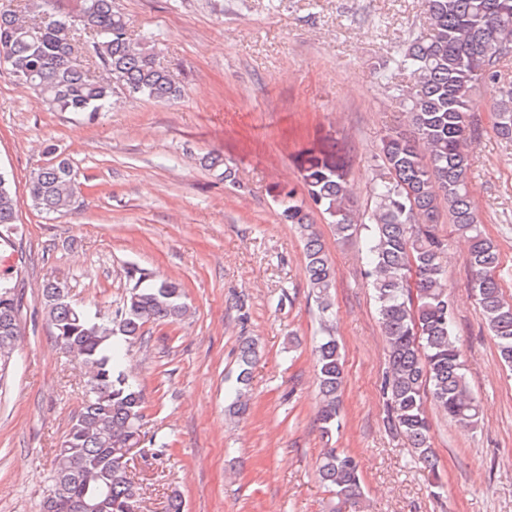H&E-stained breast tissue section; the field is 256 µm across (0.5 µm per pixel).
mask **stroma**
<instances>
[{"label": "stroma", "instance_id": "35a3bbf8", "mask_svg": "<svg viewBox=\"0 0 512 512\" xmlns=\"http://www.w3.org/2000/svg\"><path fill=\"white\" fill-rule=\"evenodd\" d=\"M132 33L154 36L183 88L156 104L122 95L89 117L51 112L0 71V171L20 201L21 233L0 240V276L21 297L23 338L0 373V512H41L50 459L82 406L79 362L56 345L42 284L63 283L73 305L114 313L139 275L181 283L190 315L146 325L126 371L146 402L142 445L129 465L141 512H326L317 467L326 445L355 456L363 512H512V371L482 319L465 236L436 227L477 428L450 422L433 401L438 476L412 459L386 422V347L366 276L364 232L337 239L318 219L336 272L333 319L347 381L332 441L318 423L314 347L320 316L294 229L274 185L301 188L297 154L338 145L360 209L383 173L381 138L403 126L404 75L379 72L409 33L427 30L422 0H114ZM478 132L470 189L484 233L500 250L497 279L512 301V141L494 128L492 90L474 94ZM69 158L79 190L71 211L47 216L27 200L30 173L50 153ZM222 155L235 182L201 162ZM256 341L244 415L225 413L241 337ZM440 493H433V481Z\"/></svg>", "mask_w": 512, "mask_h": 512}]
</instances>
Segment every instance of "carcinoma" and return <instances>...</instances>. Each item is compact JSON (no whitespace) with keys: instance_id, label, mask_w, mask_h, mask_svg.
Segmentation results:
<instances>
[{"instance_id":"1","label":"carcinoma","mask_w":512,"mask_h":512,"mask_svg":"<svg viewBox=\"0 0 512 512\" xmlns=\"http://www.w3.org/2000/svg\"><path fill=\"white\" fill-rule=\"evenodd\" d=\"M53 0H16L0 6V63L15 81L55 112L107 111L116 90L155 103L181 96L182 89L157 62L149 35L132 37L112 0H81L78 13L49 17ZM430 33L411 34L384 67L404 71L399 89L406 128L383 138L386 174L370 188L371 212L356 208L344 163L332 154L306 149L299 155L304 197L293 188L278 193L279 216L300 236L309 293L321 315L315 347L319 381L318 420L322 434L339 427L345 380L341 345L331 318L335 270L313 213L344 237L366 222L367 276L373 288L386 342L388 370L381 385L389 422L407 438L415 462L435 472L431 426L424 400L430 396L458 425L475 428L480 406L466 378L453 322V307L441 265L443 240L435 233L441 212L469 240L467 267L477 305L500 359L512 366V303L496 277L498 245L481 228L469 185L470 143L478 126L472 93L477 85L498 88L495 129L512 139V89L499 87L500 60L512 53V0H424ZM91 45L95 77L75 62L74 52ZM79 183L71 163L61 159L31 173L30 205L40 213L70 211ZM19 200L8 174L0 171V233L18 228ZM14 286L0 279V369L10 362L22 336ZM47 320L60 348L79 354L87 368L85 400L71 419L51 464L50 494L43 512H138L139 487L127 473L123 450L145 441V399L122 369L126 346L142 342L148 323H178L188 307L180 284H137L112 317L77 308L59 296L58 285L43 288ZM254 344L238 353L228 413L244 411L250 399ZM318 476L335 495L330 512L358 505L362 496L358 461L334 448L320 459Z\"/></svg>"}]
</instances>
